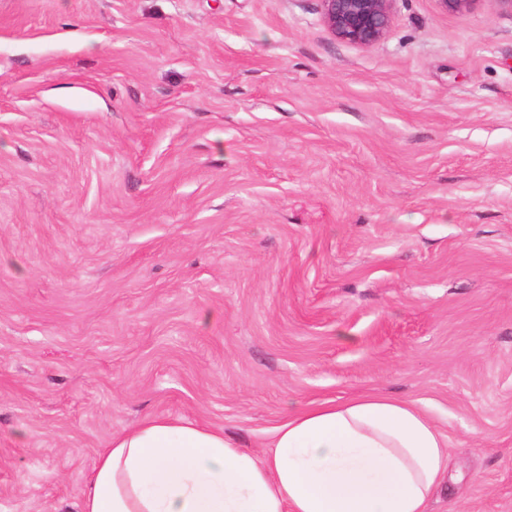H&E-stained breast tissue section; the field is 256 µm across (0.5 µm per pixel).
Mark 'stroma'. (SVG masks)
Returning a JSON list of instances; mask_svg holds the SVG:
<instances>
[{
	"mask_svg": "<svg viewBox=\"0 0 512 512\" xmlns=\"http://www.w3.org/2000/svg\"><path fill=\"white\" fill-rule=\"evenodd\" d=\"M408 400L428 512H512V11L0 0V512H80L155 416L260 452ZM325 21L339 40L371 47L385 36L394 0H320Z\"/></svg>",
	"mask_w": 512,
	"mask_h": 512,
	"instance_id": "1",
	"label": "stroma"
}]
</instances>
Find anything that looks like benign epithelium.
Instances as JSON below:
<instances>
[{"label": "benign epithelium", "instance_id": "benign-epithelium-1", "mask_svg": "<svg viewBox=\"0 0 512 512\" xmlns=\"http://www.w3.org/2000/svg\"><path fill=\"white\" fill-rule=\"evenodd\" d=\"M325 21L339 40L371 47L385 36L394 0H320ZM446 12H466L479 0H438Z\"/></svg>", "mask_w": 512, "mask_h": 512}]
</instances>
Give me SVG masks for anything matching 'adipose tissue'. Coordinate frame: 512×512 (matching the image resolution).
<instances>
[{"label":"adipose tissue","instance_id":"ef3b65f1","mask_svg":"<svg viewBox=\"0 0 512 512\" xmlns=\"http://www.w3.org/2000/svg\"><path fill=\"white\" fill-rule=\"evenodd\" d=\"M257 456L223 430L151 417L113 436L80 512H427L448 448L396 398L299 411Z\"/></svg>","mask_w":512,"mask_h":512}]
</instances>
